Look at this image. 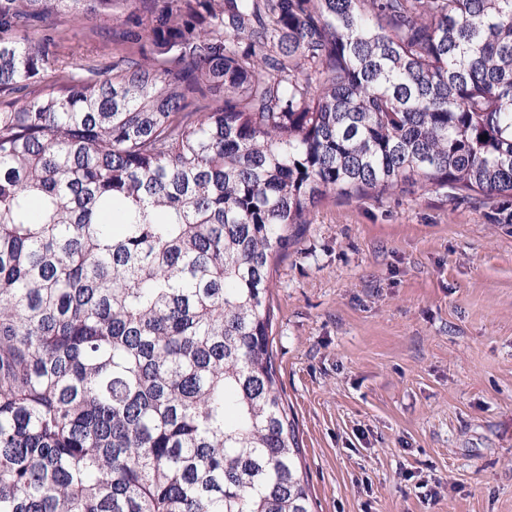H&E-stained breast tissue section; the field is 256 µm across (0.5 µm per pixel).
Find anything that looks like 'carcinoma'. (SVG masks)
Masks as SVG:
<instances>
[{"instance_id":"1","label":"carcinoma","mask_w":512,"mask_h":512,"mask_svg":"<svg viewBox=\"0 0 512 512\" xmlns=\"http://www.w3.org/2000/svg\"><path fill=\"white\" fill-rule=\"evenodd\" d=\"M397 189L512 194V0H0V512H314L273 274ZM112 28V20L103 16L96 22L90 23H75L72 22L69 26V44H83L84 46L93 47L98 45L99 39L92 33L93 27Z\"/></svg>"}]
</instances>
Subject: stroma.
Segmentation results:
<instances>
[{
  "label": "stroma",
  "instance_id": "obj_1",
  "mask_svg": "<svg viewBox=\"0 0 512 512\" xmlns=\"http://www.w3.org/2000/svg\"><path fill=\"white\" fill-rule=\"evenodd\" d=\"M274 280L315 512H512V198H327Z\"/></svg>",
  "mask_w": 512,
  "mask_h": 512
}]
</instances>
